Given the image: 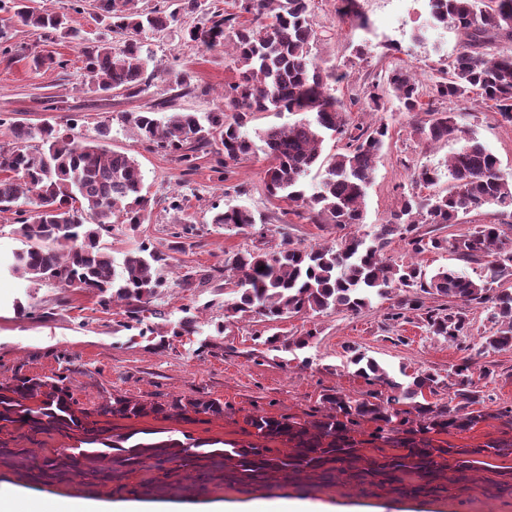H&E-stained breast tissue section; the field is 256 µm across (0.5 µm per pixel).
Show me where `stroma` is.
<instances>
[{"instance_id":"stroma-1","label":"stroma","mask_w":512,"mask_h":512,"mask_svg":"<svg viewBox=\"0 0 512 512\" xmlns=\"http://www.w3.org/2000/svg\"><path fill=\"white\" fill-rule=\"evenodd\" d=\"M336 0H314L313 22L319 38L311 55L338 79L332 93L347 109L350 125L363 128L382 121L389 136L374 165L367 189L363 223L340 229L333 224H315L297 216L288 200L269 196L264 172L269 161L263 153L230 163L226 175L214 170L213 155L202 156L193 171H186L174 156L147 149L122 120L124 114L165 105L170 112H212L224 105V87L238 79L227 52H207L190 42L187 31L204 19L203 11L181 15L161 33L144 34L154 53L157 76L147 90L129 97L101 95L91 88L82 53L75 44L56 34L23 25L0 11V26L8 25L14 52L0 56V115L34 126L49 122L77 121L75 132L91 138L99 125L112 127L110 148L135 157L144 172V192L150 199V214L137 229L116 223L107 244L114 256L145 243L171 250L168 283L154 300L159 310L152 324L169 332L163 348L153 338L139 337L125 328V305H100L87 293H63L61 289L6 273L5 266L23 243L13 232L12 216L0 213V384L15 377L51 376L67 372L75 398L87 408L109 398L122 397L145 403L174 399H216L224 405L220 416H112L102 424L112 433L160 432L176 438L244 444L254 441L248 423L251 416L270 415L301 423L319 420L325 412L322 394L339 391L350 400L368 399L377 386L355 374L347 359L352 352L375 359L391 374L428 372L439 383L428 399L447 404L452 391L449 374L454 365L470 360L473 378L484 396V422L466 430L439 434V441L457 448H476L497 439H512V424L499 418L503 406H512V349L482 350L479 336L488 325L490 305L466 308L470 322L467 334L451 343L433 335L423 318H389L392 302L377 300L361 312L327 310L285 317L275 323L253 314L228 315L225 306L234 297L217 268L234 253L257 248L274 249L283 239L306 247L340 242L342 238L373 233L396 210L402 197L412 191L422 168L438 169L440 177L431 190L447 193L452 188L447 164L462 145L451 139L436 144L424 141L415 128L427 121L423 112H403L394 96L375 110L367 91L390 69L412 67L423 86L444 68L461 39L453 30L439 39L422 38L431 18L428 0H358L357 15L346 17L336 10ZM45 51L66 60V67L31 66V54ZM189 73L193 93H185L163 72ZM442 109L459 113V123L494 153L506 176L512 177V123L486 104L480 96L463 101L446 100ZM184 200L183 212L168 207L167 199ZM239 206L252 211L257 222L240 230L212 224L215 207ZM190 216L197 229L182 250H174V228L180 216ZM388 260L414 261L425 273L453 267L477 276L480 268L457 259L449 250L413 254L400 238L385 250ZM210 274V281L193 289L179 287L175 279L188 272ZM26 316H18L17 307ZM195 314L196 331L189 336L171 335V328ZM292 341L309 336L305 348L278 349L265 345L269 335ZM512 469V457L490 458L488 465L471 472L467 482L445 484L442 491L417 498L399 495L389 488L360 486L345 476L334 481L315 480L299 490L277 474L266 490L208 486L195 473L182 474L177 496L163 501L137 497L140 484L155 471L144 468L126 477V488L89 485L81 471H74L62 484L36 485L25 472L0 467V490L43 501L53 508L60 499L98 503L105 512L112 505L134 503L137 512H247L258 500H299L318 512H512V494L495 491L501 472Z\"/></svg>"}]
</instances>
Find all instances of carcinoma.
<instances>
[{"mask_svg": "<svg viewBox=\"0 0 512 512\" xmlns=\"http://www.w3.org/2000/svg\"><path fill=\"white\" fill-rule=\"evenodd\" d=\"M29 0H0V10L22 23L71 40L81 48L85 68L95 90L135 95L154 74L150 50L137 39L141 33L164 31L177 13H195L200 0H173L175 5L138 6L139 0H96L91 17L124 36L116 47L107 41L86 42L66 15L47 6L34 8ZM312 0H238L239 12H207L203 26L188 31L191 41L209 51L232 41V62L238 80L224 89V109L207 112H159L150 108L124 116L148 148L177 157L188 169L200 152L215 155L219 167H228L259 149L270 160L265 171L266 189L305 210L315 224L338 227L363 223L364 203L374 162L388 137L384 122L349 132L341 100L330 92L329 81L338 76L320 67L310 54L318 32L311 19ZM433 24L452 28L462 43L447 68L432 81L437 101H463L476 93L507 121H512V0H429ZM252 15L249 23L240 15ZM386 84L404 111L426 112L430 119L416 132L430 143L462 132L458 114L423 103L416 74L410 68L391 70ZM255 112L310 115L288 124L274 125L256 145L245 127ZM111 128L102 124L97 136L80 140L74 124L29 126L0 119V212L15 215L14 232L25 248L16 254L12 272L31 281L65 291L92 294L106 306L126 303V316L139 335L155 334L146 325L156 315L151 303L163 286L159 270L171 256L142 245L116 258L104 238L112 235V217L134 228L149 217L150 199L143 194L145 175L139 162L107 147ZM348 137L345 151L321 157L326 138ZM318 169L320 179L306 194L304 179ZM448 177L454 189L446 194L402 197L390 219L367 240L351 236L336 245L302 247L286 238L276 250L238 252L224 268L233 273L235 298L227 305L232 314L253 313L265 321L290 314L327 309L357 313L375 296L395 290L404 293L390 319L406 318L423 308L422 292L450 302L493 305L491 326L481 334L482 347L500 351L512 348V291L490 293V284L512 276V233L499 224H482L450 240L428 237L421 224L447 226L460 216L487 204L512 208V182L504 177L497 157L475 137L465 139L448 160ZM212 223L244 230L256 224L253 213L227 207L214 213ZM397 235L422 253L449 249L459 260L483 266L472 278L454 268L426 275L417 264H389L383 252ZM425 321L436 336L450 342L466 335L469 322L462 309L428 310ZM355 373L371 385L386 390L378 402H353L335 390L322 395L328 414L312 426L256 415L249 419L255 435L278 442L279 448L259 443L214 447L210 443H184L177 439H134L135 433L113 435L98 418L112 415L139 417L161 414L170 408L196 415H221L224 404L211 399H189L172 404L107 401L89 411L80 406L68 376L20 377L0 386V434L26 430L29 434L75 432L78 446L47 459L32 475L44 484L63 483L70 471L85 467L94 477L122 489L125 477L154 463L160 476L141 485L142 494L163 497L181 470H197L217 486L255 490L267 486L278 472L306 482L315 474L331 480L342 473L369 485H387L402 495L429 494L437 481L461 482L483 457L512 456V440L495 441L482 448L436 446L432 433L467 430L487 418L480 391L473 385L471 364L455 365L450 388L458 403L439 406L424 398L437 379L431 373L407 374V383L394 379L375 360L361 354L350 358ZM412 403L413 416L400 408ZM359 420L375 424L371 440L392 447L380 448V457L367 455L365 441L351 435ZM26 449L13 448L0 439V466L28 468ZM414 482L406 485L403 477Z\"/></svg>", "mask_w": 512, "mask_h": 512, "instance_id": "1", "label": "carcinoma"}]
</instances>
